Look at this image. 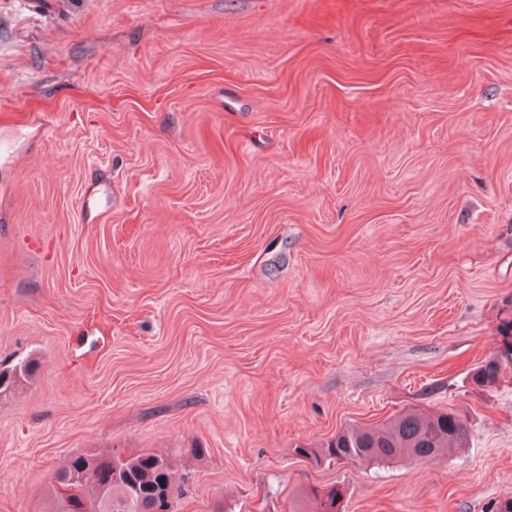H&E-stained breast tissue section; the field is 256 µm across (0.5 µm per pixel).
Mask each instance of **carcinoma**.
Here are the masks:
<instances>
[{"mask_svg":"<svg viewBox=\"0 0 512 512\" xmlns=\"http://www.w3.org/2000/svg\"><path fill=\"white\" fill-rule=\"evenodd\" d=\"M33 366L23 361L10 371H0V394L15 387ZM512 363L491 358L473 369L471 382L479 388L494 386ZM469 441L465 417L456 410L436 414L408 412L377 427H350L336 433L321 448H299L297 452L321 465L342 460H369L376 463L420 460L427 463L442 453L464 448ZM125 479L114 480L115 469ZM86 494L94 512H175L174 502L181 495L172 482L171 465L163 456L151 454H80L69 458L54 473L53 512H66L61 488L86 474ZM172 489L170 500L157 498L156 489Z\"/></svg>","mask_w":512,"mask_h":512,"instance_id":"cac0c4a2","label":"carcinoma"}]
</instances>
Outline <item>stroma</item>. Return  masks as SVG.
Returning a JSON list of instances; mask_svg holds the SVG:
<instances>
[{
  "mask_svg": "<svg viewBox=\"0 0 512 512\" xmlns=\"http://www.w3.org/2000/svg\"><path fill=\"white\" fill-rule=\"evenodd\" d=\"M512 0H0V512L168 459L177 512L512 497ZM456 409L427 464L315 465ZM507 367L512 369L511 361L510 364L507 361L500 363L497 360L488 358L473 369L471 382L479 388L492 387L498 382L500 376H503ZM469 430L458 411L408 412L377 427H350L336 433L321 448H298L316 465L342 460L376 463L406 460L427 463L442 453L466 448Z\"/></svg>",
  "mask_w": 512,
  "mask_h": 512,
  "instance_id": "stroma-1",
  "label": "stroma"
}]
</instances>
